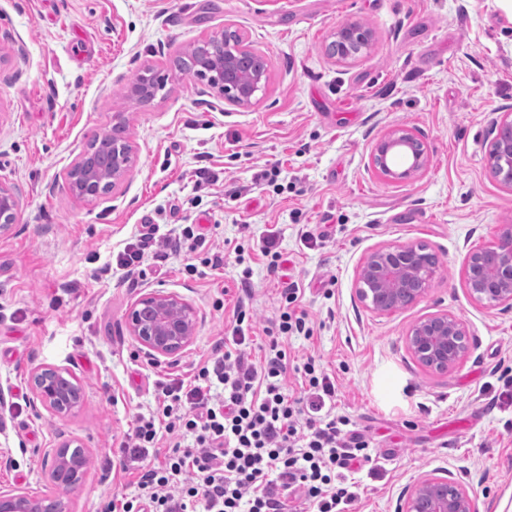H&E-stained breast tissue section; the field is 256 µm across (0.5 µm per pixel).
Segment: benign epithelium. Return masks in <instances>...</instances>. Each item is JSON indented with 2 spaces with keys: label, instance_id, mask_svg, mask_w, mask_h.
<instances>
[{
  "label": "benign epithelium",
  "instance_id": "obj_1",
  "mask_svg": "<svg viewBox=\"0 0 512 512\" xmlns=\"http://www.w3.org/2000/svg\"><path fill=\"white\" fill-rule=\"evenodd\" d=\"M376 33L361 20L336 24L329 55L338 63H351L375 45ZM263 53L244 42L233 27L190 43L177 60L196 71L223 99L236 107L258 100L267 84V67L253 59ZM166 78L146 68L129 85L128 95L140 104L153 101ZM112 128L95 133L67 172L73 190L82 197L97 198L117 189L135 164L134 149L125 135L124 113L117 112ZM489 165L495 177L512 186V111L499 112L492 121ZM373 168L383 176L417 179L428 170L426 146L407 126L387 130L371 150ZM19 198L0 183V236L12 232L19 212ZM438 272V259L423 244L381 246L363 259L357 293L371 309L394 313L418 300ZM466 283L478 303L512 309V225L503 224L496 239L466 256ZM198 312L181 296L153 289L141 294L129 307L126 324L139 349L153 359L177 358L191 345ZM469 330L454 315H434L414 323L406 337L417 360L435 372H446L467 354ZM35 398L52 413L66 416L82 400L79 382L65 367H46L32 376ZM86 451L75 441L63 443L46 457L45 469L59 487L69 490L79 482ZM0 512H41L37 503L14 487L0 489ZM396 512H474L465 485L452 478L425 475L400 500Z\"/></svg>",
  "mask_w": 512,
  "mask_h": 512
}]
</instances>
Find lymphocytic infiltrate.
Returning <instances> with one entry per match:
<instances>
[{
  "instance_id": "1",
  "label": "lymphocytic infiltrate",
  "mask_w": 512,
  "mask_h": 512,
  "mask_svg": "<svg viewBox=\"0 0 512 512\" xmlns=\"http://www.w3.org/2000/svg\"><path fill=\"white\" fill-rule=\"evenodd\" d=\"M301 293L294 282L283 288L260 364L248 361L250 328L238 308L230 336L192 380L156 381L155 409L136 416L120 445L135 492L113 496L109 512H285L290 500L307 512H351L350 473L371 461L369 441L337 414L336 380L320 361L288 351L293 337L313 335Z\"/></svg>"
}]
</instances>
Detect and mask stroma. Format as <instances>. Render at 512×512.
I'll use <instances>...</instances> for the list:
<instances>
[{"instance_id":"1","label":"stroma","mask_w":512,"mask_h":512,"mask_svg":"<svg viewBox=\"0 0 512 512\" xmlns=\"http://www.w3.org/2000/svg\"><path fill=\"white\" fill-rule=\"evenodd\" d=\"M347 19L377 40L339 64L325 46ZM227 24L268 61L251 107L181 75L150 105L127 99L143 67L168 74L179 49ZM499 109H512V0H0V182L20 200L0 237V446L13 458L0 486L52 496L66 512H106L113 495L134 491L120 444L154 408L155 380L189 378L230 333L239 302L254 315L259 359L294 281L314 333L292 339V353L321 358L337 413L383 453L356 476L355 512H395L426 475L464 482L475 512L512 504V310L475 302L465 279L467 253L512 224V188L488 163ZM116 112L136 163L113 193L79 198L66 172ZM398 124L418 131L430 156L409 182L379 176L370 160ZM144 224L167 234L196 224L204 242L145 256L128 276L106 272ZM268 231L284 256L275 270L258 248ZM418 243L440 265L425 294L388 315L368 308L357 295L363 258ZM217 252L223 267L206 266ZM152 289L198 310L178 359L149 358L126 329L130 305ZM444 313L467 323L470 349L437 373L406 334ZM51 365L82 387L81 407L64 418L32 393L33 371ZM68 439L88 464L65 492L44 460Z\"/></svg>"}]
</instances>
